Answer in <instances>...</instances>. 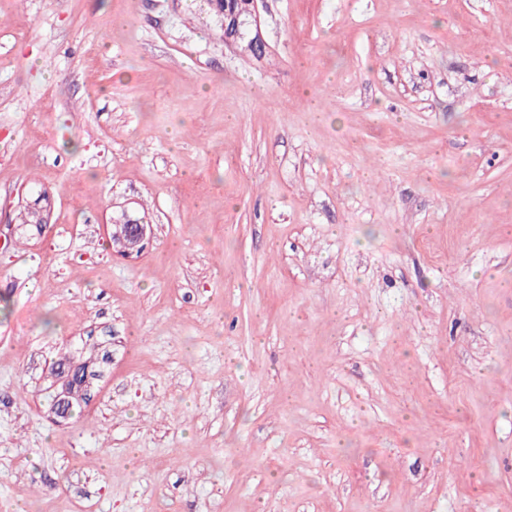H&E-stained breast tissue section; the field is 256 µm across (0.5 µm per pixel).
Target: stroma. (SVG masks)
<instances>
[{
	"label": "stroma",
	"mask_w": 512,
	"mask_h": 512,
	"mask_svg": "<svg viewBox=\"0 0 512 512\" xmlns=\"http://www.w3.org/2000/svg\"><path fill=\"white\" fill-rule=\"evenodd\" d=\"M258 10L0 0V512H512V0ZM225 1L230 0H210L209 5L214 14L224 21V42L236 44L243 37L241 27L246 24V20H241V15L236 11L224 12ZM116 223L110 229L113 251L125 257L141 254L150 239L151 224H144L126 214ZM79 360L80 355L77 352L65 353L56 361L52 367V370L61 367V371L58 372L57 375L68 376V371L70 370L71 365L75 364ZM92 364L93 358L88 360H81L72 367L70 377H72L74 372H76L79 376L84 375V378H82L80 384L75 383L70 386L65 383L61 387H58V384L53 385V413L56 416V422L58 425L65 423L67 420H69L72 414L76 413L81 408V404L78 402L74 404V401H80L83 403L84 400H87L88 402L92 400L93 395L91 396L89 379L97 376L94 371L90 370ZM66 372L67 374H65ZM72 406L73 409L71 414Z\"/></svg>",
	"instance_id": "stroma-1"
}]
</instances>
